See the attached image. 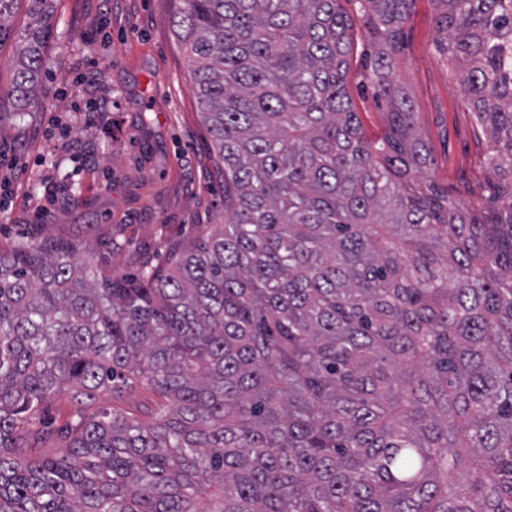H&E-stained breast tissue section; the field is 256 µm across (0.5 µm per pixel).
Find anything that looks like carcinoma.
Returning <instances> with one entry per match:
<instances>
[{
    "instance_id": "cac0c4a2",
    "label": "carcinoma",
    "mask_w": 512,
    "mask_h": 512,
    "mask_svg": "<svg viewBox=\"0 0 512 512\" xmlns=\"http://www.w3.org/2000/svg\"><path fill=\"white\" fill-rule=\"evenodd\" d=\"M11 97L38 103L53 0L19 2ZM496 204L430 174L395 78L414 0H358L388 99L369 137L339 0H182L224 223L165 268L0 248V512H512V0H432ZM144 422L100 394L132 381ZM71 390L58 456L45 405ZM156 401L157 397L139 384H136L135 387L128 391L119 401H113L111 396L107 393L100 396L101 405L114 404L144 421L149 419V412L154 409Z\"/></svg>"
}]
</instances>
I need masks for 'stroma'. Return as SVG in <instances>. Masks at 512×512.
<instances>
[{"instance_id":"1","label":"stroma","mask_w":512,"mask_h":512,"mask_svg":"<svg viewBox=\"0 0 512 512\" xmlns=\"http://www.w3.org/2000/svg\"><path fill=\"white\" fill-rule=\"evenodd\" d=\"M39 102L19 114L8 95L14 43L0 46V244L64 240L112 275L224 220V169L201 118L175 20L178 0H53ZM347 91L365 132L379 136L388 104L372 79V43L356 0ZM94 70L97 81L73 84ZM399 82L431 149V175L487 205L500 180L488 143L437 43L432 0H415L402 27ZM85 109L75 112L72 100Z\"/></svg>"}]
</instances>
